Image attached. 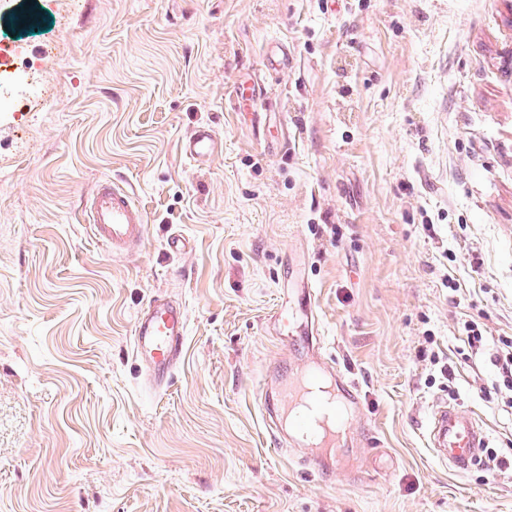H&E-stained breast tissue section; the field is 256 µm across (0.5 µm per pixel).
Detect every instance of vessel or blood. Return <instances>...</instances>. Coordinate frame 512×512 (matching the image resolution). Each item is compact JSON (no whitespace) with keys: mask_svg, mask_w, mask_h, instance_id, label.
I'll return each mask as SVG.
<instances>
[{"mask_svg":"<svg viewBox=\"0 0 512 512\" xmlns=\"http://www.w3.org/2000/svg\"><path fill=\"white\" fill-rule=\"evenodd\" d=\"M222 143L211 125L196 126L182 140L180 151L192 163L213 159ZM93 238L112 253H125L145 236L146 218L132 190L113 179L97 182L81 210ZM277 336L293 339L298 357L291 370L278 373L275 388L263 389L258 399L270 421L285 418L305 461L316 471L336 476L344 473L351 443L360 440L349 404L358 402L356 385L328 366L320 356L322 327L315 307V290L304 278L293 288L271 317ZM186 334V315L174 302L156 298L141 311L134 325V347L144 356L149 377L157 383L168 379L178 362ZM430 442L437 456L457 472L467 471L478 449L486 447L480 423L458 407L444 403L433 412Z\"/></svg>","mask_w":512,"mask_h":512,"instance_id":"1","label":"vessel or blood"}]
</instances>
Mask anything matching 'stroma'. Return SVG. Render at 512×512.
<instances>
[{"instance_id": "35a3bbf8", "label": "stroma", "mask_w": 512, "mask_h": 512, "mask_svg": "<svg viewBox=\"0 0 512 512\" xmlns=\"http://www.w3.org/2000/svg\"><path fill=\"white\" fill-rule=\"evenodd\" d=\"M1 39L0 512H512V0H8ZM246 80L262 117L227 105ZM204 122L223 152L187 164ZM105 176L147 219L121 258L79 222ZM302 260L356 481L277 450L257 397ZM160 294L187 329L156 385L133 329ZM444 402L486 432L465 473L430 446ZM500 343L502 347L496 350L494 362L501 370L504 385L508 388H512V341L502 339Z\"/></svg>"}]
</instances>
